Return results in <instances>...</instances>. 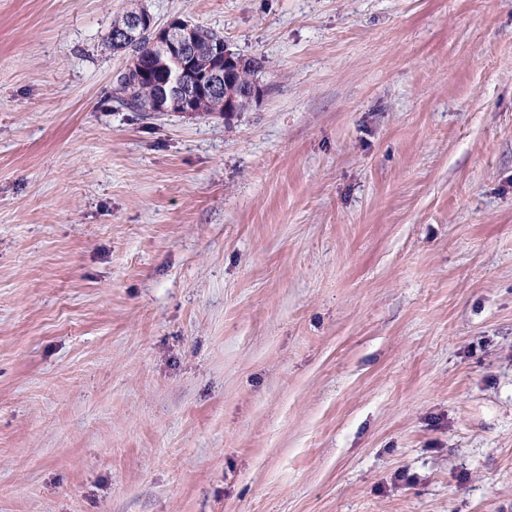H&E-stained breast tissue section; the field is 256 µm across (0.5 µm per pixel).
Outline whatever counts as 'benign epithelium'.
Returning <instances> with one entry per match:
<instances>
[{
  "instance_id": "7a95c632",
  "label": "benign epithelium",
  "mask_w": 512,
  "mask_h": 512,
  "mask_svg": "<svg viewBox=\"0 0 512 512\" xmlns=\"http://www.w3.org/2000/svg\"><path fill=\"white\" fill-rule=\"evenodd\" d=\"M153 18L142 11L128 13L125 26L112 34V41L123 43L134 37L141 27ZM155 42L160 45L159 70L164 82L159 84L151 98L161 112H195V99L203 92L197 82L189 78V57L197 56V28L191 22L173 19L163 26H155ZM244 61L229 50H224L223 62L206 64L205 79L209 91L224 94V111L238 112L259 96L261 89L253 78L242 74Z\"/></svg>"
}]
</instances>
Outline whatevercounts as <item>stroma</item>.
<instances>
[{"instance_id":"35a3bbf8","label":"stroma","mask_w":512,"mask_h":512,"mask_svg":"<svg viewBox=\"0 0 512 512\" xmlns=\"http://www.w3.org/2000/svg\"><path fill=\"white\" fill-rule=\"evenodd\" d=\"M0 512H512V0H0ZM147 12H130L128 13L125 26L121 27L125 23L126 15L117 16L112 21V26L106 36L107 41L112 45V42L123 43L134 38V33L139 30L140 27L147 26L154 19L151 15L146 14ZM119 29L118 32L112 34L113 31ZM113 49L125 48L124 50H131L132 56L151 57L159 54V49L153 44L151 36L149 34H141L136 40L126 43L124 46L117 47L112 45ZM155 42L160 45L161 56L159 70L164 74V83H160L150 99L161 112H202L197 109L195 99L203 93L197 82L189 78L196 57L197 28L191 22L173 19L163 26L154 23ZM223 54V63H206V85L211 93L219 95L224 92V111L221 112H239L259 96L261 89L252 77L243 76L244 61L239 56L225 45ZM143 75L130 68L122 70L116 77V102L135 112H152L154 108L147 102Z\"/></svg>"}]
</instances>
